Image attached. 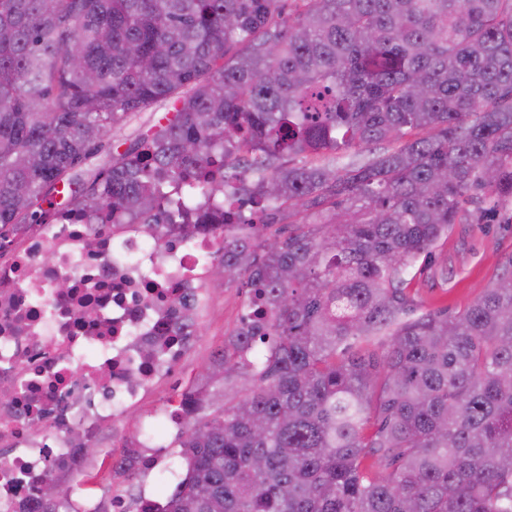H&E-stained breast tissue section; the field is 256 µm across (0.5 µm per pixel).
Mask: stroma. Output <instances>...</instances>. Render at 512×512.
I'll list each match as a JSON object with an SVG mask.
<instances>
[{
  "label": "stroma",
  "mask_w": 512,
  "mask_h": 512,
  "mask_svg": "<svg viewBox=\"0 0 512 512\" xmlns=\"http://www.w3.org/2000/svg\"><path fill=\"white\" fill-rule=\"evenodd\" d=\"M468 223L455 224L429 252L419 256L407 270L403 284L413 316L437 311L456 315L491 288L505 271L512 269V201L492 198L471 205ZM210 301L201 331L190 343L182 361L159 381L132 412L120 416L124 438L104 434L97 444V456L88 458L85 472L96 473L102 461L121 458L129 437L149 432L154 447L160 448L158 466L131 476L114 475L112 481L78 484L75 500L85 505L120 495L125 512H138L143 496L171 493L184 467L174 446L176 435L168 431L163 411L174 409L199 367L210 361L217 346L239 324L247 290L217 276H206Z\"/></svg>",
  "instance_id": "obj_1"
}]
</instances>
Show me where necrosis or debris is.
<instances>
[{"mask_svg":"<svg viewBox=\"0 0 512 512\" xmlns=\"http://www.w3.org/2000/svg\"><path fill=\"white\" fill-rule=\"evenodd\" d=\"M220 244L209 224L163 245L71 214L0 242V512H41L36 488L80 477L86 446L182 360ZM157 342L162 360H143Z\"/></svg>","mask_w":512,"mask_h":512,"instance_id":"necrosis-or-debris-1","label":"necrosis or debris"}]
</instances>
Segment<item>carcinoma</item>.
Instances as JSON below:
<instances>
[{"mask_svg": "<svg viewBox=\"0 0 512 512\" xmlns=\"http://www.w3.org/2000/svg\"><path fill=\"white\" fill-rule=\"evenodd\" d=\"M485 195L512 201V0H0V237L212 224L249 288L153 512H512V273L454 316L401 288ZM166 113V109H158L155 112H140L130 121L117 125L112 129L110 144L114 150L123 152L140 131L146 130L149 126L158 121Z\"/></svg>", "mask_w": 512, "mask_h": 512, "instance_id": "cac0c4a2", "label": "carcinoma"}]
</instances>
